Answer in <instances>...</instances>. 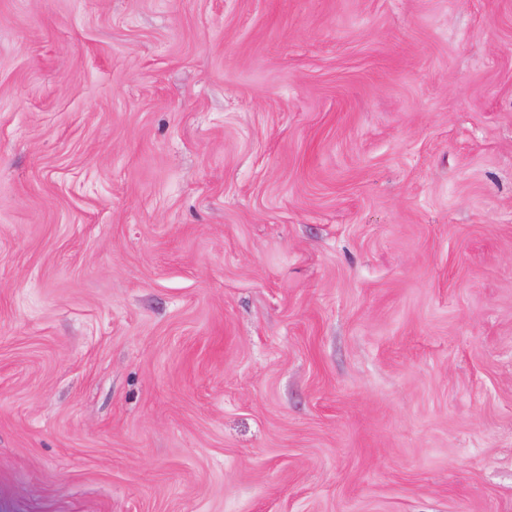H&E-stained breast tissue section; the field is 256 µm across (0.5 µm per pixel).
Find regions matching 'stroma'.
Returning <instances> with one entry per match:
<instances>
[{
  "label": "stroma",
  "mask_w": 512,
  "mask_h": 512,
  "mask_svg": "<svg viewBox=\"0 0 512 512\" xmlns=\"http://www.w3.org/2000/svg\"><path fill=\"white\" fill-rule=\"evenodd\" d=\"M0 512H512V0H0Z\"/></svg>",
  "instance_id": "obj_1"
}]
</instances>
